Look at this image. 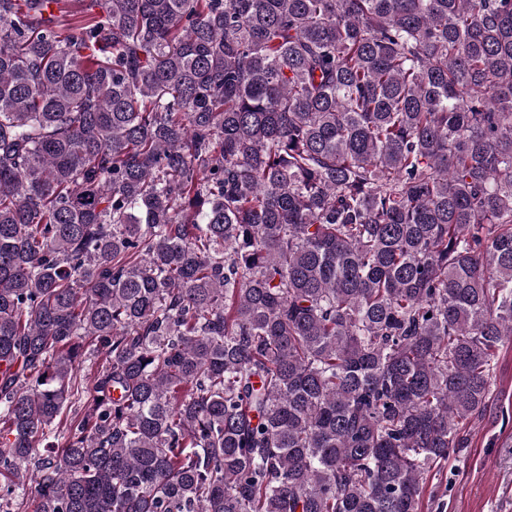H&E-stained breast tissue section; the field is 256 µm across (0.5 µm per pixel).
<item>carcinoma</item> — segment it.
<instances>
[{
	"mask_svg": "<svg viewBox=\"0 0 512 512\" xmlns=\"http://www.w3.org/2000/svg\"><path fill=\"white\" fill-rule=\"evenodd\" d=\"M84 2L0 0V512H420L512 342V0Z\"/></svg>",
	"mask_w": 512,
	"mask_h": 512,
	"instance_id": "carcinoma-1",
	"label": "carcinoma"
}]
</instances>
